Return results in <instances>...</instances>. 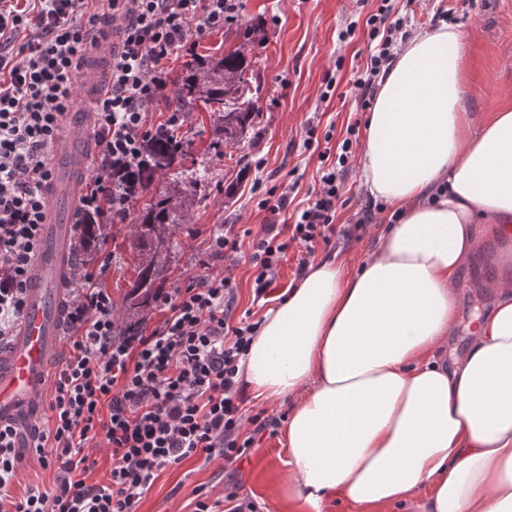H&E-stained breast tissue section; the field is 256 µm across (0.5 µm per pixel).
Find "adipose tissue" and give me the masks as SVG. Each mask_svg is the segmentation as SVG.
Instances as JSON below:
<instances>
[{
	"label": "adipose tissue",
	"instance_id": "obj_1",
	"mask_svg": "<svg viewBox=\"0 0 512 512\" xmlns=\"http://www.w3.org/2000/svg\"><path fill=\"white\" fill-rule=\"evenodd\" d=\"M470 32L414 34L384 75L360 146L370 195L401 210L358 270L321 258L266 315L247 392L290 400L282 490L297 512H512V275L467 348L457 276L476 227L512 237V108L474 124Z\"/></svg>",
	"mask_w": 512,
	"mask_h": 512
}]
</instances>
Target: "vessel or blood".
I'll return each instance as SVG.
<instances>
[{
	"mask_svg": "<svg viewBox=\"0 0 512 512\" xmlns=\"http://www.w3.org/2000/svg\"><path fill=\"white\" fill-rule=\"evenodd\" d=\"M112 57L110 42L92 52L80 71L85 99L99 96ZM93 115L89 109L66 113L51 155L55 172L45 196L44 235L25 291L22 321L8 345L0 347V425L17 429L22 447L43 413L50 369L62 350V299L72 280L69 260L74 229V193L90 170L88 149Z\"/></svg>",
	"mask_w": 512,
	"mask_h": 512,
	"instance_id": "vessel-or-blood-1",
	"label": "vessel or blood"
}]
</instances>
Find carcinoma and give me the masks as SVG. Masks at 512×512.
<instances>
[{"mask_svg": "<svg viewBox=\"0 0 512 512\" xmlns=\"http://www.w3.org/2000/svg\"><path fill=\"white\" fill-rule=\"evenodd\" d=\"M254 64L241 51L220 58L197 57L184 63L173 98L165 99L167 108L192 112L202 103L211 112L214 132L221 143L240 144L255 133L259 118L252 98L248 97L251 88L245 79ZM185 156L182 141L155 138L149 142L133 178L136 194L149 200L135 217L133 245L138 252L139 274L127 296L128 332L139 331L142 314L155 302L166 282L177 247L174 227L181 223L206 181L204 171L183 165ZM171 170L179 171V178L169 183L164 192L151 194L156 177Z\"/></svg>", "mask_w": 512, "mask_h": 512, "instance_id": "cac0c4a2", "label": "carcinoma"}]
</instances>
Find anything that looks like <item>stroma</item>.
I'll list each match as a JSON object with an SVG mask.
<instances>
[{
	"label": "stroma",
	"instance_id": "1",
	"mask_svg": "<svg viewBox=\"0 0 512 512\" xmlns=\"http://www.w3.org/2000/svg\"><path fill=\"white\" fill-rule=\"evenodd\" d=\"M374 0H241L236 24L202 37L197 54L219 56L242 48L245 27L261 24V42L252 44L257 56L252 82L259 92L253 103L259 113L257 135L241 144L222 149L213 144L209 112L187 113L179 138L189 144L187 166L206 169L209 185L198 192L196 203L174 233L179 253L166 282L167 288L185 285L199 272L209 234L224 224L258 231L271 221L269 212L258 205L252 190L256 176L269 185L297 183L306 193L317 178L320 161L304 145L306 127L316 122L318 135L344 136L348 123L366 120L354 110L348 94L354 66L369 52L367 34L357 31L349 42L337 35L352 13L370 12ZM457 25L473 31L468 68L470 91L466 108L477 119H487L506 105L512 106V0H477L475 8L459 7ZM335 80L338 97L325 101L321 93L327 80ZM265 158L263 171L248 168L250 156ZM135 227H111L88 255L96 263L112 254V266L102 279L109 288L118 321L126 319V296L137 280V256L132 249ZM480 248L462 272L460 324L448 344L449 351L465 349L474 313L488 314L492 295L489 284L504 261L512 260V239L480 233ZM249 248L232 260L237 285V313L251 312L260 319L287 295L293 282V261H286L266 300L254 302ZM283 436L264 438L237 464L235 474L224 470L220 459H189L160 472L137 506V512H190L196 488L215 493H236L255 501L259 512H291L282 496V479L287 469Z\"/></svg>",
	"mask_w": 512,
	"mask_h": 512
}]
</instances>
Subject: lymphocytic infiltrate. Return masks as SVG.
Masks as SVG:
<instances>
[{
	"label": "lymphocytic infiltrate",
	"mask_w": 512,
	"mask_h": 512,
	"mask_svg": "<svg viewBox=\"0 0 512 512\" xmlns=\"http://www.w3.org/2000/svg\"><path fill=\"white\" fill-rule=\"evenodd\" d=\"M363 21H350L339 41L368 36L370 52L354 76L356 111L371 109L378 82L412 34L394 0H376ZM240 0H0V346L24 313V294L42 235L43 189L52 178L50 147L75 99L78 75L101 32L118 22L106 91L95 101L98 163L79 199L80 221L129 223L135 196L125 177L146 142L176 136L180 112L148 119L170 83L168 62L195 53L196 35L237 22ZM356 125L319 154L314 187L293 206L295 185L268 191L259 206L290 212L287 224L262 225L250 246L256 298L276 283L282 259L295 252L302 279L317 245L358 241L381 226V204L365 198L351 223L340 224L344 180L359 141ZM235 225L209 237L207 258L184 287L159 291L164 313L152 329L124 333L111 293L98 284L112 264L73 267L66 304L69 351L52 381L49 415L31 454L55 470L52 487L15 496L23 460L12 428H0V512H136L160 472L194 456L222 458L231 468L256 437L275 436L281 415L247 411L241 364L261 324L234 318L237 287L223 259L241 249ZM109 450L107 480L94 479V451Z\"/></svg>",
	"instance_id": "1"
}]
</instances>
